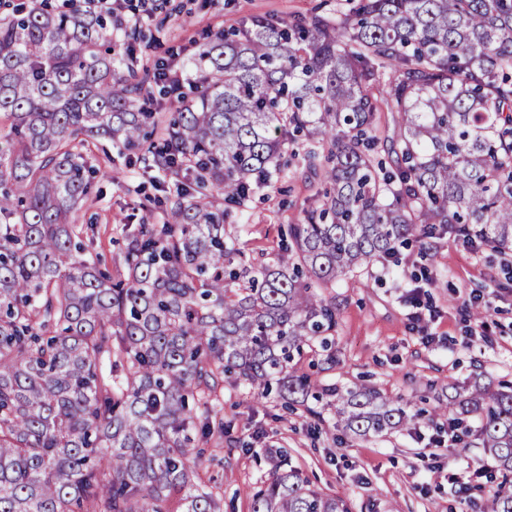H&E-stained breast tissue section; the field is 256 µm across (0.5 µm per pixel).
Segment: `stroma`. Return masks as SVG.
<instances>
[{
    "instance_id": "35a3bbf8",
    "label": "stroma",
    "mask_w": 512,
    "mask_h": 512,
    "mask_svg": "<svg viewBox=\"0 0 512 512\" xmlns=\"http://www.w3.org/2000/svg\"><path fill=\"white\" fill-rule=\"evenodd\" d=\"M356 0H124V28L140 37L128 43L114 31L112 51L132 54L137 68L153 66L171 53L186 67L207 35L254 15L283 20L318 15L327 19L350 13ZM101 178L75 213L91 225L89 244L101 267L113 271L125 245L128 224H164L171 217L162 205L163 177L143 165L127 166L116 142L90 139L78 146ZM308 177L300 158L286 154L270 186L224 215V238L235 263L273 261L289 225L303 221L304 210L322 190ZM430 270L432 282L421 296L423 317L411 330L412 276ZM338 323L336 364L315 379L344 385L370 384L411 409L434 410L452 381H512V256L467 248L446 236L429 250L413 242L396 261L339 280L331 290ZM490 308L473 318L471 296ZM487 321L489 342H469L467 330ZM224 443H201L206 484L222 497L224 512H251V492L267 473L268 450H287L292 466L315 486L344 500L352 512H483L488 497L483 449L448 444V419H421L381 438L354 439L333 423L314 424L302 409L288 410L282 400L262 397L229 382L224 386Z\"/></svg>"
}]
</instances>
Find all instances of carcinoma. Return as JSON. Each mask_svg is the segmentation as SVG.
Returning <instances> with one entry per match:
<instances>
[{
	"label": "carcinoma",
	"mask_w": 512,
	"mask_h": 512,
	"mask_svg": "<svg viewBox=\"0 0 512 512\" xmlns=\"http://www.w3.org/2000/svg\"><path fill=\"white\" fill-rule=\"evenodd\" d=\"M0 0V512H222L198 444L224 434V381L276 393L353 438L418 418L375 386L320 385L335 298L358 268L436 234L512 250V0H360L336 20L256 17L190 57L194 97L166 124L157 73L112 55V13ZM395 136L377 135L378 114ZM117 139L173 180L172 223L125 235L106 275L73 221ZM383 148L394 170L374 158ZM330 188L271 263L226 271L224 204L288 150ZM512 512V381L448 384ZM252 512H351L270 454Z\"/></svg>",
	"instance_id": "1"
}]
</instances>
